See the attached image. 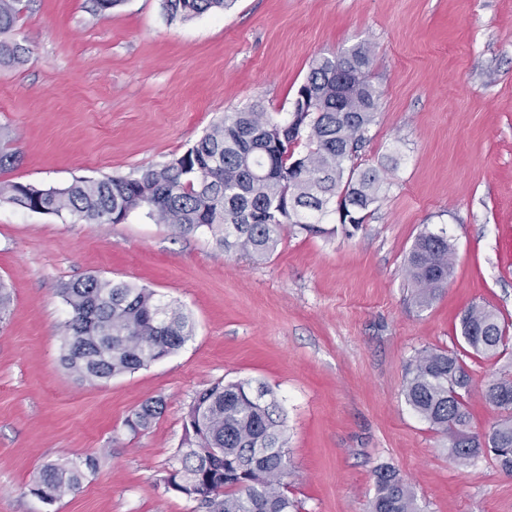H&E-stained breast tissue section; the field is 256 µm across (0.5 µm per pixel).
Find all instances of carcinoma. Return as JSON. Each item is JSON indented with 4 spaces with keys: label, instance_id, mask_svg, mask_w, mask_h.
<instances>
[{
    "label": "carcinoma",
    "instance_id": "carcinoma-1",
    "mask_svg": "<svg viewBox=\"0 0 512 512\" xmlns=\"http://www.w3.org/2000/svg\"><path fill=\"white\" fill-rule=\"evenodd\" d=\"M21 0H0V65L23 61L28 49L12 38ZM233 0H163L169 19H192L231 6ZM371 49L359 44L313 60L291 113L274 116L255 103L213 122L200 139L170 162L136 175L79 179L62 189L31 184L0 186V202L37 212H68L86 224H121L143 213L182 235L209 232L226 254L263 260L293 224L321 234L325 216L357 229L378 201L381 177L356 172L354 159L375 122L378 95L366 79ZM306 139L309 150L295 155ZM455 251L444 231L422 232L407 258L405 274L419 306L430 305L448 284ZM71 317L64 323L62 363L85 381L134 373L168 357L193 335L182 308L155 291L88 276L64 285ZM465 344L491 358L508 336L498 315L478 304L459 321ZM471 378L455 352L427 349L407 364L403 396L431 429L449 441L460 465L483 453L512 473V375L488 382L481 395L506 413L479 434L471 431L465 396ZM162 402L142 404L126 420L133 432L148 430ZM285 417L274 392L251 380L217 382L196 393L185 417L178 466L165 483L199 500L205 512H300L301 503L281 490L288 476ZM69 462L44 465L31 493L53 503L82 482L83 469ZM369 512H420L411 487L389 468L375 471Z\"/></svg>",
    "mask_w": 512,
    "mask_h": 512
}]
</instances>
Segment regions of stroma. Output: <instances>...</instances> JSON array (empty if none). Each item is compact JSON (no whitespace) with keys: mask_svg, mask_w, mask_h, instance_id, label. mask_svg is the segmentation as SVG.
<instances>
[{"mask_svg":"<svg viewBox=\"0 0 512 512\" xmlns=\"http://www.w3.org/2000/svg\"><path fill=\"white\" fill-rule=\"evenodd\" d=\"M0 65V180L63 188L170 161L224 113L291 111L315 57L364 43L380 93L356 160L379 170L364 224L310 235L287 226L254 262L142 214L94 226L0 203V512H195L166 491L196 392L258 380L286 414L288 488L302 512H368L376 468H394L421 512H512V475L487 455L455 463L406 404L405 366L459 350L462 312L512 325V0H235L169 20L162 0H22ZM445 230L453 274L428 307L404 272L426 230ZM90 275L150 288L193 335L168 357L99 382L60 363L70 317L60 290ZM473 430L497 419L480 395L512 374V340L467 359ZM163 408L132 432L131 413ZM95 457L79 489L48 504L29 488L49 462ZM161 410V400L146 401L127 418L126 425L133 432L148 430Z\"/></svg>","mask_w":512,"mask_h":512,"instance_id":"obj_1","label":"stroma"}]
</instances>
